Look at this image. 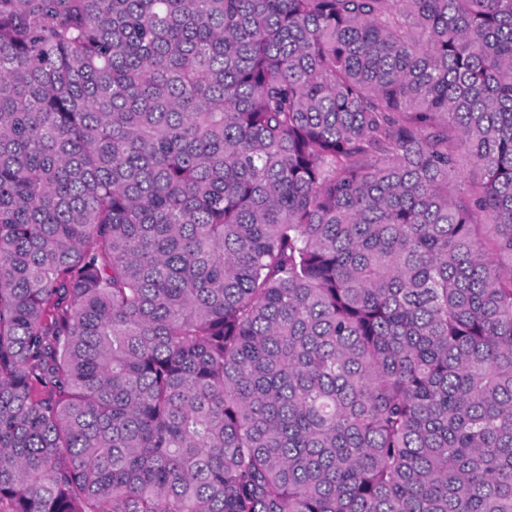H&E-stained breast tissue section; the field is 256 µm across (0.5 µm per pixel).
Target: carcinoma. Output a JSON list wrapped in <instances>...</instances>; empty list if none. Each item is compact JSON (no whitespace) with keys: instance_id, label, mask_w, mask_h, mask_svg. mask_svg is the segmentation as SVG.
Listing matches in <instances>:
<instances>
[{"instance_id":"obj_1","label":"carcinoma","mask_w":512,"mask_h":512,"mask_svg":"<svg viewBox=\"0 0 512 512\" xmlns=\"http://www.w3.org/2000/svg\"><path fill=\"white\" fill-rule=\"evenodd\" d=\"M3 512H512V0H0Z\"/></svg>"}]
</instances>
